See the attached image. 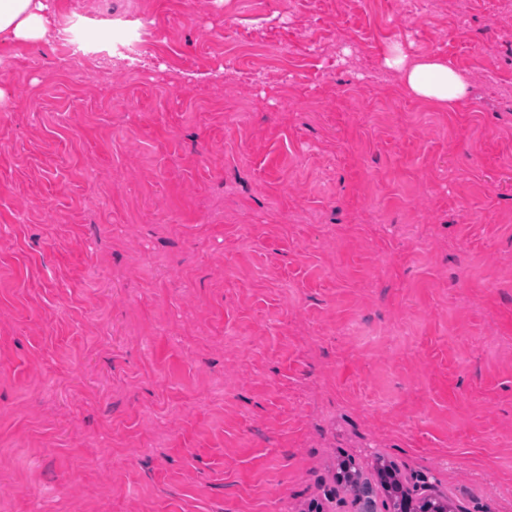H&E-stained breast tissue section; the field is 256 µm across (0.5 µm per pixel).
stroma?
Returning <instances> with one entry per match:
<instances>
[{"label": "stroma", "instance_id": "stroma-1", "mask_svg": "<svg viewBox=\"0 0 512 512\" xmlns=\"http://www.w3.org/2000/svg\"><path fill=\"white\" fill-rule=\"evenodd\" d=\"M71 15L149 57L0 44V512H306L377 453L512 512V0ZM53 43L65 57L68 67L75 73L82 71L90 64L96 65L103 75L109 74L116 64H123L127 68L137 66L142 55L141 43L128 47L121 52L123 58L112 56L106 52H86L73 42L65 20H62L51 34ZM383 63L398 73L410 95L442 108H454L468 95L467 81L446 59L410 56L401 46H394Z\"/></svg>", "mask_w": 512, "mask_h": 512}]
</instances>
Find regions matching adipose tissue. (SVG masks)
I'll return each instance as SVG.
<instances>
[{
    "label": "adipose tissue",
    "mask_w": 512,
    "mask_h": 512,
    "mask_svg": "<svg viewBox=\"0 0 512 512\" xmlns=\"http://www.w3.org/2000/svg\"><path fill=\"white\" fill-rule=\"evenodd\" d=\"M46 0H0V41L37 42L44 38ZM386 68L398 73L412 96L440 107L454 108L468 94V83L446 59L412 56L393 47L384 58Z\"/></svg>",
    "instance_id": "ef3b65f1"
}]
</instances>
